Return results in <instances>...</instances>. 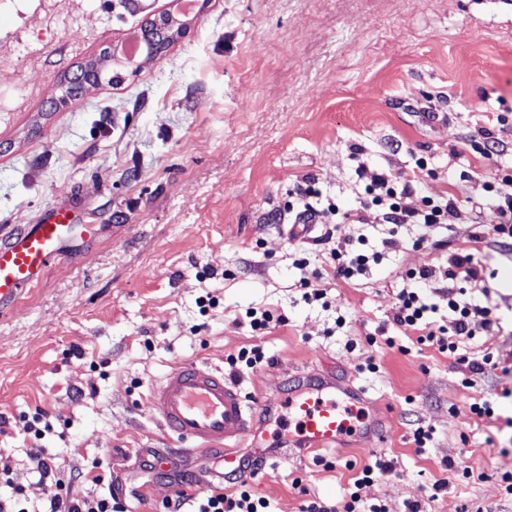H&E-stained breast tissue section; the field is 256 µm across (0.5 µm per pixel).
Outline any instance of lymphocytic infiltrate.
I'll return each instance as SVG.
<instances>
[{
	"mask_svg": "<svg viewBox=\"0 0 512 512\" xmlns=\"http://www.w3.org/2000/svg\"><path fill=\"white\" fill-rule=\"evenodd\" d=\"M415 186L411 179L403 175L382 172L377 174L365 189L366 199L361 203L363 210L375 207L381 210L384 223L402 227L408 224L419 226L422 230L415 246L431 243L432 232L443 228L448 222L449 211L455 210L453 197L435 200L422 198L420 207L410 208L404 203L412 195ZM317 192L311 182L297 184L291 196L299 203L300 209L295 215L299 224H329L339 221L342 224H359L361 214L341 212L336 204L319 208L312 200ZM481 210L490 212L493 220L483 232L469 235V247L458 249L448 257L443 271L422 268L406 274L407 285L397 294L399 306L393 317L395 326L424 332L426 341L436 345L440 353L456 358L462 339H474L478 336L492 335L499 326V319L491 307L481 306L460 296V282L476 283L481 281V260L477 245L487 238L512 239V180L503 179L494 187L492 196L481 203ZM382 252H369L353 247L351 238L343 237L329 252L328 262L335 277L350 282L365 275L370 265L380 263ZM442 277L449 283L445 293L447 307L452 316L450 328L430 329L429 317L435 312V304L429 303L418 289L419 283ZM30 458L36 465V471L46 493L41 512H127L125 503L114 494L108 493L95 498H75L69 492V485L61 478L47 457L44 449L34 448ZM395 471L392 461L375 459L365 465L353 484L349 497L332 508L319 506L317 502L302 504L300 512H385L383 506L365 505L362 497L364 487L390 477ZM162 512H269L263 499L252 498L247 481L236 480L232 493L216 490L211 495L196 499L185 490L176 491L173 498L162 504Z\"/></svg>",
	"mask_w": 512,
	"mask_h": 512,
	"instance_id": "f902f5d3",
	"label": "lymphocytic infiltrate"
}]
</instances>
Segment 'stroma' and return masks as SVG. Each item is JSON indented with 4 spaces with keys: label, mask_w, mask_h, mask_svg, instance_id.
I'll return each mask as SVG.
<instances>
[{
    "label": "stroma",
    "mask_w": 512,
    "mask_h": 512,
    "mask_svg": "<svg viewBox=\"0 0 512 512\" xmlns=\"http://www.w3.org/2000/svg\"><path fill=\"white\" fill-rule=\"evenodd\" d=\"M81 5L86 35L74 49L40 14L0 8V49H40L0 72V96L18 102L0 113V232L65 204L75 224L99 228L91 241L74 235L38 285L0 305V494L16 495L21 512L42 502L22 429L38 407L53 425L42 444L74 497L110 490L128 512H159L184 478L196 497L232 492L220 451L172 440L145 408L173 365L203 360L271 403L288 391L285 373L335 374L366 388L367 413L383 421L379 440L352 435L265 458L248 485L273 512H299L306 495L340 502L377 457L398 474L362 496L386 512L414 501L424 512H512L498 478L512 472V243L480 246L488 289L470 297L496 308L500 328L461 348L491 355L484 374L415 331L395 332L392 348L367 343L396 313L405 271L445 265L491 220L472 203L512 177V13L498 0H198L188 33L162 55L113 66L112 83L62 102L60 83L79 65L171 9L170 0ZM25 84L38 95H23ZM492 139L499 154L488 159ZM383 171L417 180L407 205L448 195L460 213L436 246L417 248L418 227L362 210L363 223L340 231L385 256L348 283L327 263L325 225L292 234L288 193L312 180L340 210H361ZM304 281L325 288L327 304L304 301ZM204 295L216 302L205 313ZM250 307L287 322L253 335ZM252 345L270 363L230 367ZM479 400L493 417L470 414ZM419 426L433 431L429 447L410 440ZM460 461L474 479L449 470ZM96 463L111 485L92 480Z\"/></svg>",
    "instance_id": "stroma-1"
}]
</instances>
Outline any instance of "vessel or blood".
<instances>
[{
	"mask_svg": "<svg viewBox=\"0 0 512 512\" xmlns=\"http://www.w3.org/2000/svg\"><path fill=\"white\" fill-rule=\"evenodd\" d=\"M72 218L70 209L61 205L38 223L17 225L0 238V305L19 299L67 253ZM366 402L364 388L329 375H297L288 394V412L296 420L298 445L317 450L360 432L375 434L376 425L359 423V409ZM146 408L177 441L199 452L222 450L228 475L245 473L238 454L243 443L262 448L267 442L255 405L246 402L223 371L203 362L174 366L150 389Z\"/></svg>",
	"mask_w": 512,
	"mask_h": 512,
	"instance_id": "obj_1",
	"label": "vessel or blood"
}]
</instances>
